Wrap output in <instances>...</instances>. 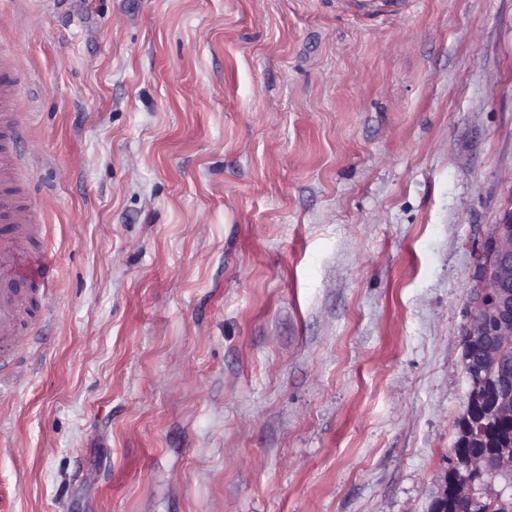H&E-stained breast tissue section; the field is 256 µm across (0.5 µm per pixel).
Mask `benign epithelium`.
<instances>
[{
	"instance_id": "7a95c632",
	"label": "benign epithelium",
	"mask_w": 512,
	"mask_h": 512,
	"mask_svg": "<svg viewBox=\"0 0 512 512\" xmlns=\"http://www.w3.org/2000/svg\"><path fill=\"white\" fill-rule=\"evenodd\" d=\"M483 249L492 251L496 260V274L479 269V286L470 297L471 312L464 328V343L480 350L479 356L463 357L468 379L481 372L484 365L493 362L497 369L492 402L512 406V362L501 363V348L512 341V231L499 226L484 242ZM480 476L494 478L503 473L500 456L479 454L473 459ZM479 497L474 485L466 481L460 492L459 512H477Z\"/></svg>"
}]
</instances>
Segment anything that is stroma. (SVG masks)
<instances>
[{
	"label": "stroma",
	"mask_w": 512,
	"mask_h": 512,
	"mask_svg": "<svg viewBox=\"0 0 512 512\" xmlns=\"http://www.w3.org/2000/svg\"><path fill=\"white\" fill-rule=\"evenodd\" d=\"M54 287L0 512H429L512 220V0H0Z\"/></svg>",
	"instance_id": "35a3bbf8"
}]
</instances>
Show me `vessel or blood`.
<instances>
[{"label":"vessel or blood","instance_id":"b4317fda","mask_svg":"<svg viewBox=\"0 0 512 512\" xmlns=\"http://www.w3.org/2000/svg\"><path fill=\"white\" fill-rule=\"evenodd\" d=\"M14 71L13 56L0 51V185L7 187L12 183L15 165L27 157L14 119L15 103L24 89L16 82ZM37 221L36 209L8 191L0 195V376L12 373L20 314L30 296V286L45 290L53 286L45 263L46 248L29 244Z\"/></svg>","mask_w":512,"mask_h":512}]
</instances>
